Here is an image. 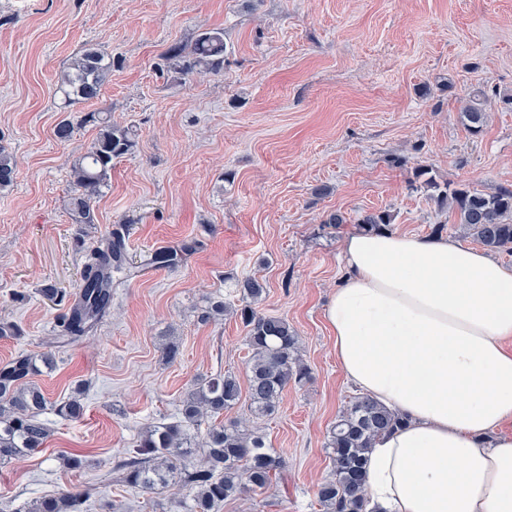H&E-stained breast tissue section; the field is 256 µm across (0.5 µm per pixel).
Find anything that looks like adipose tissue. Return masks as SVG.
Instances as JSON below:
<instances>
[{"instance_id": "1", "label": "adipose tissue", "mask_w": 512, "mask_h": 512, "mask_svg": "<svg viewBox=\"0 0 512 512\" xmlns=\"http://www.w3.org/2000/svg\"><path fill=\"white\" fill-rule=\"evenodd\" d=\"M325 309L347 381L404 413L365 465L379 512H512V266L443 237L356 231Z\"/></svg>"}]
</instances>
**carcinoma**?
Returning <instances> with one entry per match:
<instances>
[{"label": "carcinoma", "instance_id": "carcinoma-1", "mask_svg": "<svg viewBox=\"0 0 512 512\" xmlns=\"http://www.w3.org/2000/svg\"><path fill=\"white\" fill-rule=\"evenodd\" d=\"M224 31L205 29L189 46L174 44L169 59L182 74L195 71L218 74L224 68ZM112 73V57L88 47L75 55L62 71L59 91L70 104L99 97ZM464 128L472 135L481 132L485 110L471 102L460 112ZM85 121L98 128L87 151L79 156L71 172L72 191L67 209L76 225L77 242H82L85 226L95 223L93 200L100 195L112 170V161L132 153L137 146L134 131L112 123L103 112H89ZM17 176V163L11 152L0 145V191L10 188ZM415 181L426 189L428 198L440 211H448L459 230L492 252L512 253V188L501 187L486 193L470 184L441 185L431 169H415ZM392 216L386 211L366 213L358 219L360 229L388 230ZM127 229L119 224L110 237L85 254L79 291L61 316L62 335L78 340L111 312L112 274L128 269ZM200 243L183 242L178 250L158 249L150 257L156 269L179 266L183 256L195 252ZM266 292V285L251 276L235 282L238 308L223 301L212 302L200 316L208 323L228 313L238 317L247 331L251 356L246 387L232 374L209 376L196 384L183 401L182 418L160 421L148 427L139 444L126 450L118 462L121 481L131 487L151 490L174 485L191 494L186 505L176 500L173 509L184 512H212L229 499L249 492L269 489L273 474L283 461L266 448L258 427L239 420L224 422V411L237 405L241 392L247 393L250 415L259 420L273 414L288 385H304L308 366L301 358V343L288 321L259 312L255 304ZM182 355L180 342L170 338L162 344V360L177 362ZM53 365L52 354L38 359ZM19 355L0 365V463L28 456L41 448L50 430L40 415L52 410L64 420L83 416L84 405L76 396L52 402L32 377L39 373L36 361ZM209 421L204 435L202 423ZM405 417L375 401L367 394L350 397L328 430L326 448L332 478L321 484L318 500L323 512H369L366 489V455L382 435L401 428ZM88 493L69 491L33 501L27 512H85Z\"/></svg>", "mask_w": 512, "mask_h": 512}]
</instances>
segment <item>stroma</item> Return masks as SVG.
<instances>
[{
    "label": "stroma",
    "mask_w": 512,
    "mask_h": 512,
    "mask_svg": "<svg viewBox=\"0 0 512 512\" xmlns=\"http://www.w3.org/2000/svg\"><path fill=\"white\" fill-rule=\"evenodd\" d=\"M212 28L224 31L223 71L179 73L169 47ZM87 45L111 54L112 74L98 100L64 106L58 78ZM477 97L487 119L473 136L459 114ZM93 111L132 127L137 147L113 161L79 243L66 203L97 135L82 120ZM66 116L78 125L62 143ZM0 145L18 163L0 192V322L23 331L0 339V363L52 353L35 382L53 401L82 390L85 405L72 421L44 413V448L0 464V503L24 512L85 490L88 512H163L175 487L122 485L116 462L149 424L179 418L199 377H245L240 320L199 314L253 276L267 285L259 311L288 320L311 375L262 423L285 461L273 489L219 512H321L327 432L355 393L324 316L347 276L343 241L362 214L386 211L390 231L428 238L441 224L472 245L414 186V169L512 187V0H0ZM332 212L345 223L325 225ZM118 224L135 272L114 274L112 314L89 340L61 342L62 307L42 290L74 294L86 248ZM193 237L201 246L177 269L149 266L156 249ZM170 335L183 344L172 365L160 352ZM67 453L84 466L64 468Z\"/></svg>",
    "instance_id": "stroma-1"
}]
</instances>
